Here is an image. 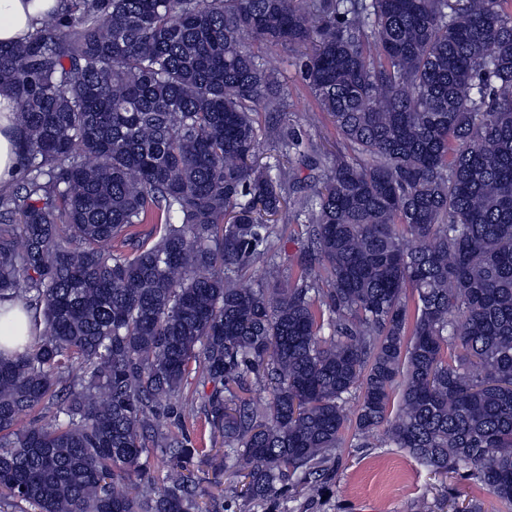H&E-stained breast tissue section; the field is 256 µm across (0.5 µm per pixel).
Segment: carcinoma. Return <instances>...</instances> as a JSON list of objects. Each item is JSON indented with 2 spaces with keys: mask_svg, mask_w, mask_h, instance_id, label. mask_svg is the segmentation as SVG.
Segmentation results:
<instances>
[{
  "mask_svg": "<svg viewBox=\"0 0 512 512\" xmlns=\"http://www.w3.org/2000/svg\"><path fill=\"white\" fill-rule=\"evenodd\" d=\"M511 5L64 0L0 45L25 160L0 195V300L40 314L31 335H0L15 344L0 348V495L200 512L178 466L139 483L149 453H199L159 423L196 368L224 469L254 502L291 472L315 490L355 396L356 435L381 430L512 512ZM255 44L300 53L335 150L255 164L260 114L288 108ZM288 224L307 247L294 286L273 288ZM45 408L52 422L16 428Z\"/></svg>",
  "mask_w": 512,
  "mask_h": 512,
  "instance_id": "1",
  "label": "carcinoma"
}]
</instances>
